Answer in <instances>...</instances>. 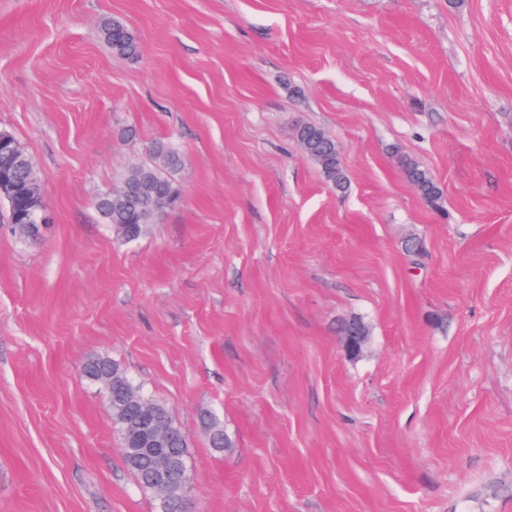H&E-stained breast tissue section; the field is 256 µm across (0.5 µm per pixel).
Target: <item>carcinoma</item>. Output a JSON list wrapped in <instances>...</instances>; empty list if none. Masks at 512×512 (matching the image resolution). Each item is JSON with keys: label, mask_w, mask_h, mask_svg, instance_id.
<instances>
[{"label": "carcinoma", "mask_w": 512, "mask_h": 512, "mask_svg": "<svg viewBox=\"0 0 512 512\" xmlns=\"http://www.w3.org/2000/svg\"><path fill=\"white\" fill-rule=\"evenodd\" d=\"M103 36L112 47V52L120 57L131 58L138 54L139 46L135 37L120 22L114 21L104 26ZM296 138L307 158L320 170L324 178L338 190L347 187V175L342 165L339 150L334 139L321 127L314 124H302L296 129ZM150 162L129 167L114 187L116 198L107 205L99 197L95 198V207L103 222L112 225L117 241L128 243L146 235L150 226L158 223L161 213L158 204L167 202V208L176 207L181 200V190L173 173L181 165L180 156L164 141L156 140L148 146ZM404 172L419 195L433 202L439 189L433 179L418 167L406 163ZM15 179L23 184L39 183L38 175L28 154H23V162L15 170ZM85 376L92 382L101 381L109 385L112 400L109 409L113 427L121 444L139 426L134 397L138 394L127 374L118 363L108 356H96L83 367ZM153 411L164 429L171 448L181 456L187 457V437L172 422L169 409L158 402L153 403ZM203 427L208 436L210 447L223 452L231 447V441L224 433L221 421L212 414L203 416ZM127 467L136 477L139 485L155 491L147 478L156 466L149 457L131 458L123 455ZM185 487L179 479L169 481L163 496L157 497L159 512H182Z\"/></svg>", "instance_id": "carcinoma-1"}]
</instances>
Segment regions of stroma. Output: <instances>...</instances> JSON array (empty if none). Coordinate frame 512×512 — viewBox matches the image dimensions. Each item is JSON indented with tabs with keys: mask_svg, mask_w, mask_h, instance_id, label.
<instances>
[{
	"mask_svg": "<svg viewBox=\"0 0 512 512\" xmlns=\"http://www.w3.org/2000/svg\"><path fill=\"white\" fill-rule=\"evenodd\" d=\"M0 129L54 216L0 223V512H158L98 355L186 435L191 512H512V0H0ZM155 140L182 202L117 244L93 201ZM103 36L115 55L131 58L138 54L139 46L135 37L122 23H107L103 29ZM296 138L307 158L319 168L324 178L336 189L344 190L347 175L334 139L314 124L298 126ZM404 172L407 179L414 185L419 195L433 202L439 194V189L433 179L423 170L410 163L404 164ZM203 427L208 436L210 447L216 452H224V448L231 447V441L224 433L221 421L212 414L203 416Z\"/></svg>",
	"mask_w": 512,
	"mask_h": 512,
	"instance_id": "obj_1",
	"label": "stroma"
}]
</instances>
